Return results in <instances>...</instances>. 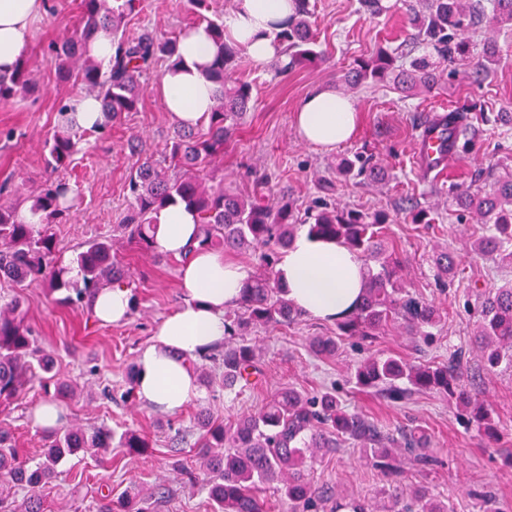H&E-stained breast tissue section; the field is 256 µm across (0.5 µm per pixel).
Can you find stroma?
Instances as JSON below:
<instances>
[{"instance_id":"1","label":"stroma","mask_w":512,"mask_h":512,"mask_svg":"<svg viewBox=\"0 0 512 512\" xmlns=\"http://www.w3.org/2000/svg\"><path fill=\"white\" fill-rule=\"evenodd\" d=\"M313 2L314 29L325 63L281 74L275 66L260 69L248 56H241L238 75L253 83L254 100L223 154L214 157L208 169L225 190L249 194L260 190L273 206L291 199L305 207L321 196L342 207L385 210L390 222L384 233L389 249L404 264L407 287L439 304L445 311L444 321L435 328L431 344L420 352L412 337L392 328L373 343L345 339L329 359L312 356L307 340L335 335L334 323L306 316L287 327L251 328L247 336L259 348L261 368L253 385L242 390L218 386L202 391L175 414L140 400L126 404L120 396L140 349L154 341L157 327L182 304L183 294L180 260L156 259L118 238V258L131 273L125 286L133 307L126 321L100 324L87 306L62 303L59 294L49 292L40 282L28 284L20 297L26 322L39 344L53 354L62 378L80 389L79 395L61 402L60 426L102 424L119 432L131 428L144 432L151 448L139 458L116 449L100 464L90 457L63 461V474L47 498L50 512H76L102 483L111 485L117 494L133 483L146 495L160 487L168 489L157 512H213L206 492L190 487L172 470V437L178 432L186 434L182 458L190 460L191 443L197 437L193 414L198 406H210L223 418L251 412L285 384L311 392L335 388L350 409L389 432L424 429L431 436V453L437 463L424 472L407 470V483L430 486L448 497L454 512H479L478 500L468 495L472 489L492 492L512 512V369L485 370L470 344L476 326L473 288L512 282V266L471 255L467 250L470 241L485 229L448 205L449 185H469L478 169L512 170V135H499L493 123L496 113L512 111V41L499 36L503 62L495 78L480 86L460 70L428 94L408 97L388 82L371 81L350 89L342 75L358 60L396 48L411 31L409 20L396 0H386V11L377 16L363 12L359 0ZM53 7L51 14L34 23L26 59L38 93L0 101V184L7 186L0 199L13 203L21 202L47 174L43 143L57 126L58 101L75 99L83 92L80 85L57 83L54 64L45 52L49 42L74 29L77 6L74 0H53ZM192 20L186 0H141L128 18L127 29L149 28L171 36ZM155 84V76L143 77L138 111L124 114L109 134H84L79 152L64 173L79 202L55 228L66 254H73L93 236L111 234L113 224L118 223L127 205L126 186L135 162L130 139L139 138L148 153L162 154L173 122L154 91ZM317 86L349 93L362 117L353 138L330 152L305 145L293 129L295 112ZM454 109L480 116L476 151L469 162L456 165L445 176L423 174L414 155L419 129L433 113ZM7 130L13 131V139H4ZM360 153L385 168L384 182L337 178V164ZM411 204L430 209L433 223H411L405 214ZM443 248L458 253L461 269L454 287L444 293L435 286L431 263L433 253ZM454 349L463 355L464 382L478 387L480 400L494 418L499 443H492L482 430L468 424L454 403L440 394L418 393L407 402L393 403L375 392L358 391L351 380L356 365L378 353L427 363L447 361ZM44 400L43 393L36 391L22 403L0 408V427L10 429L20 457L32 465L39 462L42 450V432L34 423L33 411ZM314 481L348 498L388 501L387 481L354 443L343 444L327 456L315 470Z\"/></svg>"}]
</instances>
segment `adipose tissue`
<instances>
[{"label": "adipose tissue", "instance_id": "obj_1", "mask_svg": "<svg viewBox=\"0 0 512 512\" xmlns=\"http://www.w3.org/2000/svg\"><path fill=\"white\" fill-rule=\"evenodd\" d=\"M224 17V33L249 56L255 67L277 59L278 23L294 16L297 0H234ZM49 0H0V73L11 72L30 49L32 27L46 15ZM220 47L206 26L192 28L178 44L175 65L166 67L157 91L170 118L193 126L217 104V85L209 68ZM359 114L350 96L318 87L295 114L300 138L322 151L351 139ZM198 218L181 204L157 215L158 251L185 256L179 277L185 299L160 324L156 340L138 355V394L149 406L174 414L199 394L190 359L224 339V314L239 299L249 273L223 253L195 248ZM278 269L288 299L306 315L331 321L358 304L366 269L345 246L310 236L300 229L282 254Z\"/></svg>", "mask_w": 512, "mask_h": 512}]
</instances>
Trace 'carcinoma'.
I'll use <instances>...</instances> for the list:
<instances>
[{
	"label": "carcinoma",
	"instance_id": "1",
	"mask_svg": "<svg viewBox=\"0 0 512 512\" xmlns=\"http://www.w3.org/2000/svg\"><path fill=\"white\" fill-rule=\"evenodd\" d=\"M299 10L288 25L276 33L287 62L276 69L286 73L298 65L319 66L326 58L316 47L309 0H298ZM415 29L414 43L433 50L452 69L445 72L425 56L413 57L396 48L380 51L344 76L357 86L365 81L389 80L395 89L410 95L429 92L443 74L456 72L461 63L470 65L469 77L482 82L501 62L497 36L512 35V0H400ZM197 15L196 24L207 26L219 43L221 53L210 68L218 85V105L211 112L206 131L177 126L162 158L138 157L128 178L126 214L117 228L139 249L156 252L157 213L170 204H183L199 218L198 245L226 252L249 251L257 270L246 280L238 302L225 313L227 336L224 349L207 358L218 363L224 389L232 390L260 372L256 347L242 331L251 326L277 327L301 320L303 313L287 299L285 285L276 269L282 251L295 232L308 226L309 234L334 240L355 253L367 269L361 302L336 318V335L315 336L309 349L318 355L336 352L337 339L357 337L373 342L390 326H399L415 342L427 344L432 329L443 321V313L432 301L411 291L402 282L403 263L389 253L381 225L388 216L338 207L319 199L304 210L283 203L262 205L252 195L224 190V185L207 184L204 163L224 151L252 102L253 86L236 77L237 47L224 39V22L206 17V0H188ZM138 0H79L80 18L72 34L47 47L54 58L59 81H74L99 100L101 120L93 131L103 133L126 112L138 110L140 79L155 64L177 53L178 37L164 38L153 32H127L125 20ZM489 30L493 37L476 43L473 34ZM102 30L112 34V65L104 69L87 55L89 43ZM36 89L26 64L10 74H0V101L28 95ZM59 124L47 140L46 168L49 175L25 201L40 215L36 224L22 221L15 204L0 203V280L9 283L13 294H0V406H8L37 387L45 395L65 399L74 385L61 380L54 357L46 352L25 324L18 290L35 278L45 281L50 291H65L71 305L88 302L101 288L129 277L128 269L115 256L111 236H95L80 246L71 264L81 273L67 277L68 267L58 255L53 225L67 219L77 204L69 183L55 177L67 169L79 151L80 125L68 103H60ZM450 130L449 146L459 162L475 152L473 117L450 111L444 117ZM381 167L358 157L347 161L342 175L353 172L378 179ZM448 196L457 210L487 225V233L470 242V252L512 265V172L493 179L489 191L472 186H452ZM436 287L444 291L459 276L454 255L445 250L433 258ZM474 311L477 331L474 343L484 366L493 371L505 364L512 368V283L478 294ZM461 354L452 352L448 361L415 364L399 355L374 356L360 363L354 383L382 397L399 402L418 392H436L467 410L472 422L490 431L488 409L461 381ZM199 439L194 448L204 479L188 469L181 459L175 468L192 484L205 487L214 512H266L262 489L273 488L286 512H376L366 500L349 502L316 486L311 479L314 466L323 456L351 441L369 451L367 458L392 483L391 512H454L450 501L425 486L403 485L401 459L419 469L433 464L430 437L417 429L394 435L384 431L366 415L344 408L336 391H300L288 385L275 391L251 413L224 420L202 406L197 414ZM43 461L27 466L12 444L10 432L0 429V512H46L43 490L58 477V465L70 456L86 453L102 457L120 448L129 456H142L151 448L146 435L126 429L116 433L107 426H72L42 436ZM84 512H155L150 499L130 487L119 496L112 488L98 492Z\"/></svg>",
	"mask_w": 512,
	"mask_h": 512
}]
</instances>
